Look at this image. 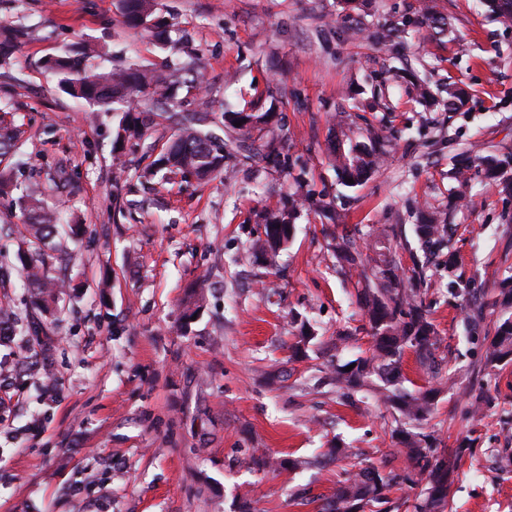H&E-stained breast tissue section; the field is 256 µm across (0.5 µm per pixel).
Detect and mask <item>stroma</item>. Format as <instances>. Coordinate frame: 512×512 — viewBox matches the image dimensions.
<instances>
[{"label":"stroma","mask_w":512,"mask_h":512,"mask_svg":"<svg viewBox=\"0 0 512 512\" xmlns=\"http://www.w3.org/2000/svg\"><path fill=\"white\" fill-rule=\"evenodd\" d=\"M424 0H155L172 39L203 63L214 115L249 109L273 95L288 152L310 189L326 193L345 225L312 211L274 267L242 262L259 233L255 213L288 190L275 174L262 186L216 175L203 183L140 179L137 153L113 149L119 113L63 93L42 62L88 41L90 68L161 65L166 50L122 22L121 0H0V30L23 29L0 66L28 166L23 185L47 187L61 205L54 264L67 287L49 310L28 296L19 256L28 245L12 194L0 195V306L43 321L53 338L49 370L30 337L0 343V512H320L344 476L326 458L339 444L389 469L405 466L390 437L392 416L372 401L358 409L318 385L331 360L366 352L370 338L357 304V275H340L332 236L367 240L386 227L404 266L416 241L415 211L449 204L448 172L465 153L512 158V29L492 21L482 0H425L454 33L421 29L409 50L351 36V19L372 29ZM424 65L432 86L470 93L463 111L415 102L409 65ZM395 106L383 167L362 184L340 183L330 146L340 124L363 127L378 82ZM127 171L115 179L117 162ZM68 181L59 185L58 172ZM471 207L453 212L458 269L485 304L512 274V198L472 174ZM82 225L72 241L69 227ZM425 302L439 356L456 385L441 394L431 421L445 447L469 439L454 475L452 512H512V365L478 414L466 391L488 370L485 345L468 333L464 301L431 257ZM198 306L185 314L186 301ZM315 337L307 356L291 347L300 326ZM356 338L337 350L336 335ZM298 461L262 472L254 454Z\"/></svg>","instance_id":"obj_1"}]
</instances>
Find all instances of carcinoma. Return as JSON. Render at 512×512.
Here are the masks:
<instances>
[{
    "label": "carcinoma",
    "mask_w": 512,
    "mask_h": 512,
    "mask_svg": "<svg viewBox=\"0 0 512 512\" xmlns=\"http://www.w3.org/2000/svg\"><path fill=\"white\" fill-rule=\"evenodd\" d=\"M490 12L501 24L512 27V0H486ZM124 23L129 28H143L159 36L163 49L168 43L162 35L170 24L154 14L153 0H123ZM426 26L439 35L450 23L436 16L428 8L420 9L415 17L404 16L382 24L372 38L381 45H391L410 35L414 28ZM96 52L86 45L78 53L66 52L45 61V68L58 78V87L67 95L82 99L92 106L107 110L113 105L136 97L134 108L123 113L113 141V149L133 153L151 136L160 113L179 112L184 101L177 96V89L188 83L198 89L201 78L192 62L171 61L159 69L132 65L111 70H90L84 61ZM415 95L420 100L440 107L447 112L462 110L467 102L463 91L446 86V96L437 97L430 91L426 80L413 83ZM209 101L197 98V110L181 116L179 127L166 140L156 158L140 171L142 177H153L164 172V177L188 182L203 180L212 175H230L225 162L240 154L243 159L261 167L265 172L291 174L294 163L282 142V137L270 130L277 112L275 104L262 106L250 112L226 108L222 113L224 128L222 149L210 148L208 143L218 139L205 128ZM369 109L373 112H390L391 104L383 87L373 89ZM8 103L0 104V156H16L19 153L20 131L8 124ZM242 122L239 127L236 122ZM349 143L348 150L332 147L336 170L342 181L353 180L358 185L376 172L385 162L388 138L367 126L364 133L353 137L351 128L341 130ZM479 168L485 179L500 193L512 197V159H500L486 155L474 160V164L457 163L450 170L456 183L453 199L468 203L466 188L471 180L472 167ZM21 162L0 169V194L7 189H18L17 175ZM296 191L285 198L277 209H263L258 223L265 225V237L252 241L244 257L255 262L263 258L276 259L294 235L295 219L302 210H314L326 214L334 223L341 221L332 208V202L323 195H316L306 188L303 173L294 177ZM24 222L21 234L30 249L24 262L29 290L45 310L55 302L59 289L65 284L52 276L50 266L57 247L51 242L57 235L55 208L28 188L16 199ZM456 228L448 224L437 212L421 211L415 224V235L424 254L448 250L444 268L448 271L447 292L453 297H475L472 282L455 273L457 260L453 251ZM333 250L341 267L358 270V277L365 287L360 293V303L372 338L371 353L352 361L332 366L328 384L336 388L340 398L353 406L366 399L367 387L374 386L379 399L392 408L394 426L391 438L403 452L408 467L400 472L385 470L362 458L351 448H333L330 454L348 461L347 477L336 483V490L326 512H399L406 507L411 512H447L453 475L461 454L459 448H441L431 432L423 430L433 414L440 389L454 385L452 377L439 378L436 383L424 386L415 393L403 387L400 366L406 351L418 357L421 366L431 369L433 351L438 343V333L429 310L420 299L418 285L426 282L427 264L413 258L410 270L403 268L401 260L390 243H382L378 259L370 264L362 258L356 241L347 234L334 238ZM498 298L494 306L499 308L494 336L485 351L489 366L512 363V275L503 277L497 284ZM19 332L16 314L0 308V340ZM352 370H346V367ZM260 470L292 469L294 460H279L262 452L252 458ZM416 488L411 500L391 497L394 491L404 487Z\"/></svg>",
    "instance_id": "obj_1"
}]
</instances>
